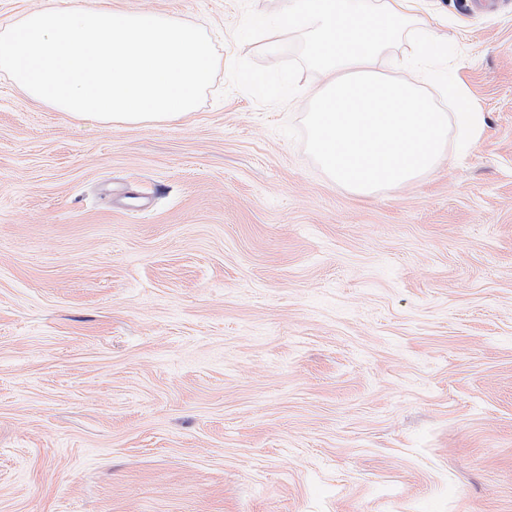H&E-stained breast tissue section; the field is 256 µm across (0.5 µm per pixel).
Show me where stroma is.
<instances>
[{
  "mask_svg": "<svg viewBox=\"0 0 512 512\" xmlns=\"http://www.w3.org/2000/svg\"><path fill=\"white\" fill-rule=\"evenodd\" d=\"M102 2L218 72L139 125L0 72V512H512V0H421L485 129L372 198L279 131L321 74L230 88L244 0Z\"/></svg>",
  "mask_w": 512,
  "mask_h": 512,
  "instance_id": "stroma-1",
  "label": "stroma"
}]
</instances>
